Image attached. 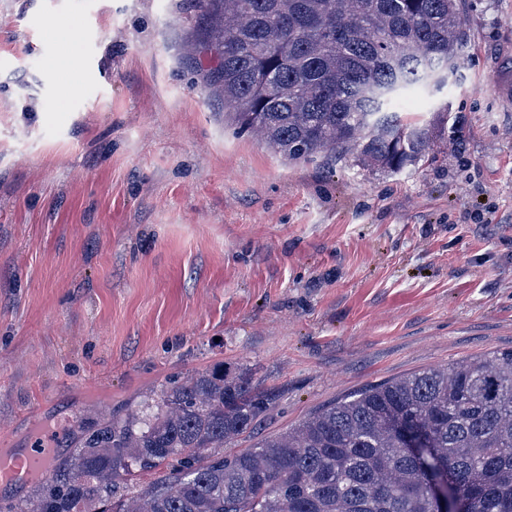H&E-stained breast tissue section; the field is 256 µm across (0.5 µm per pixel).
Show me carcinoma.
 Masks as SVG:
<instances>
[{
    "label": "carcinoma",
    "instance_id": "1",
    "mask_svg": "<svg viewBox=\"0 0 512 512\" xmlns=\"http://www.w3.org/2000/svg\"><path fill=\"white\" fill-rule=\"evenodd\" d=\"M215 21L206 82L242 131L292 161L347 155L399 172L435 128L398 109L454 70L469 34L464 0H194ZM275 395L214 367L161 389L143 411L76 413L70 459L35 476L7 512H440L403 431L420 432L466 512H512V348L368 385L236 454ZM153 473L136 496L117 481Z\"/></svg>",
    "mask_w": 512,
    "mask_h": 512
}]
</instances>
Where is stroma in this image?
I'll return each mask as SVG.
<instances>
[{"mask_svg":"<svg viewBox=\"0 0 512 512\" xmlns=\"http://www.w3.org/2000/svg\"><path fill=\"white\" fill-rule=\"evenodd\" d=\"M401 172L294 162L225 118L191 0H0V449L223 366L278 400L234 454L367 385L512 347V0ZM73 23L86 73L49 66ZM466 148L455 151L453 139Z\"/></svg>","mask_w":512,"mask_h":512,"instance_id":"stroma-1","label":"stroma"}]
</instances>
